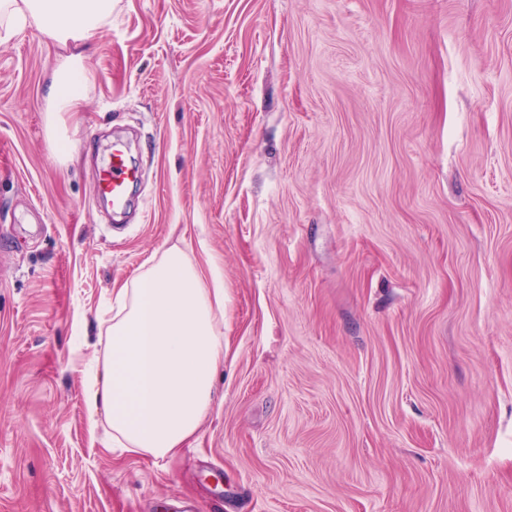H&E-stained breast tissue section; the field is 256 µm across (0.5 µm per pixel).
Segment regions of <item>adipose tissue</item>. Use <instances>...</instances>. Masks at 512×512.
I'll list each match as a JSON object with an SVG mask.
<instances>
[{
  "label": "adipose tissue",
  "mask_w": 512,
  "mask_h": 512,
  "mask_svg": "<svg viewBox=\"0 0 512 512\" xmlns=\"http://www.w3.org/2000/svg\"><path fill=\"white\" fill-rule=\"evenodd\" d=\"M111 26L112 0H0L1 45L29 28L77 45ZM90 81L78 55L66 58L52 79L53 111H78ZM117 298L103 363L86 373L89 413L105 416L119 447L174 456L206 417L224 359L222 273L200 271L175 245Z\"/></svg>",
  "instance_id": "1"
}]
</instances>
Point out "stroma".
<instances>
[{
    "instance_id": "35a3bbf8",
    "label": "stroma",
    "mask_w": 512,
    "mask_h": 512,
    "mask_svg": "<svg viewBox=\"0 0 512 512\" xmlns=\"http://www.w3.org/2000/svg\"><path fill=\"white\" fill-rule=\"evenodd\" d=\"M70 53L0 44V512H512V0H113L60 159ZM174 245L223 271L224 361L157 460L84 369ZM91 75L79 55H71L58 67L52 79L49 101L52 113L77 112L84 100ZM137 180L138 171L130 166L125 146L113 143L109 158L99 171L98 197L109 201L113 209H120L127 203L129 188Z\"/></svg>"
}]
</instances>
